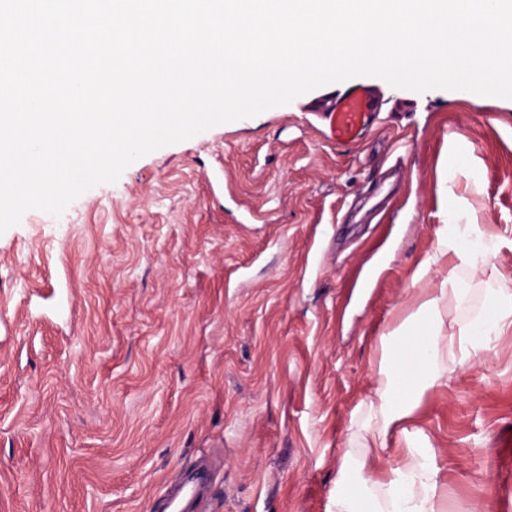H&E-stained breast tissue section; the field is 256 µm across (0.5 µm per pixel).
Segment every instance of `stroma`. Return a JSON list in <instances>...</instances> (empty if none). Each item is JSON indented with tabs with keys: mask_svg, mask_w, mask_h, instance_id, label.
I'll list each match as a JSON object with an SVG mask.
<instances>
[{
	"mask_svg": "<svg viewBox=\"0 0 512 512\" xmlns=\"http://www.w3.org/2000/svg\"><path fill=\"white\" fill-rule=\"evenodd\" d=\"M357 86L377 112L337 141ZM512 267V99L359 76L138 159L0 234V512H325L394 308L467 208ZM446 512H512V335L416 411Z\"/></svg>",
	"mask_w": 512,
	"mask_h": 512,
	"instance_id": "1",
	"label": "stroma"
}]
</instances>
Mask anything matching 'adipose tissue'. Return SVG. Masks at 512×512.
<instances>
[{
  "label": "adipose tissue",
  "instance_id": "adipose-tissue-1",
  "mask_svg": "<svg viewBox=\"0 0 512 512\" xmlns=\"http://www.w3.org/2000/svg\"><path fill=\"white\" fill-rule=\"evenodd\" d=\"M500 236L477 211L438 233L417 278L447 269L437 287L421 289L417 310L379 341V378L357 409L349 446L336 468L325 512H444L447 492L429 449L416 447L413 424L423 392L443 387L466 364L482 360L504 334L512 335V267L497 261ZM487 284L475 314L449 318L469 302V276ZM402 442L395 465H383L389 439Z\"/></svg>",
  "mask_w": 512,
  "mask_h": 512
}]
</instances>
